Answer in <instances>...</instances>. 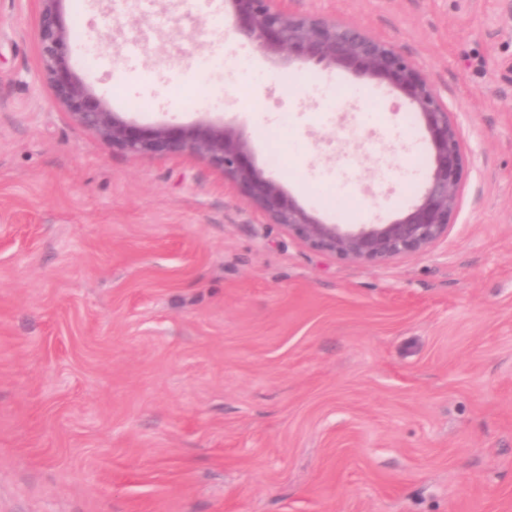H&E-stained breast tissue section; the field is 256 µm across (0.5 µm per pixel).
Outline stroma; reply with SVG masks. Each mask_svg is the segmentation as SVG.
<instances>
[{"mask_svg": "<svg viewBox=\"0 0 512 512\" xmlns=\"http://www.w3.org/2000/svg\"><path fill=\"white\" fill-rule=\"evenodd\" d=\"M292 7L386 39L459 124L428 252L321 254L206 161L112 149L39 79L36 0L0 6V512H512V0ZM61 8L73 72L127 121L222 122L351 228L421 195L406 102L260 53L224 0Z\"/></svg>", "mask_w": 512, "mask_h": 512, "instance_id": "obj_1", "label": "stroma"}]
</instances>
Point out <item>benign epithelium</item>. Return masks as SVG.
Instances as JSON below:
<instances>
[{
	"label": "benign epithelium",
	"instance_id": "obj_1",
	"mask_svg": "<svg viewBox=\"0 0 512 512\" xmlns=\"http://www.w3.org/2000/svg\"><path fill=\"white\" fill-rule=\"evenodd\" d=\"M37 2L41 77L72 120L112 148L136 156L204 159L224 174V182L264 223L278 224L310 249L344 261L383 265L421 254L448 235L462 192L465 157L460 130L426 75L389 42L350 24L298 13L290 6L293 0H225L234 32L257 50L301 65L363 75L393 89L421 117L430 148L421 196L398 219L351 230L299 205L253 163L246 140L232 127H141L113 112L71 69L72 27L61 0Z\"/></svg>",
	"mask_w": 512,
	"mask_h": 512
}]
</instances>
